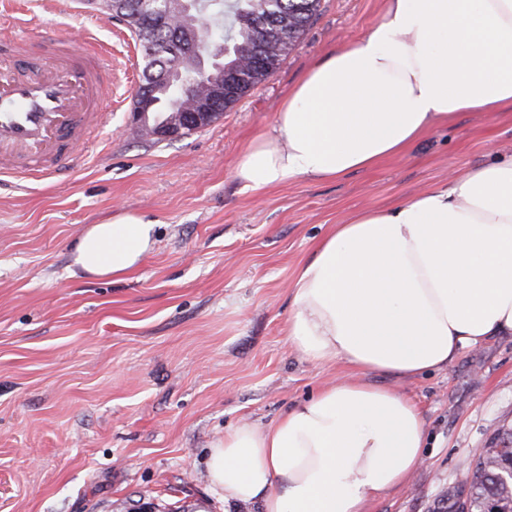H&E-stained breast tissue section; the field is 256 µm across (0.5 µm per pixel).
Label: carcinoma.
<instances>
[{"mask_svg":"<svg viewBox=\"0 0 512 512\" xmlns=\"http://www.w3.org/2000/svg\"><path fill=\"white\" fill-rule=\"evenodd\" d=\"M114 2L118 6L112 7L113 14L125 22L140 46L142 83L135 105L151 93L157 101L156 111L167 118L172 96L188 100L196 95L192 88L175 90L166 81L167 70L178 61V55L170 52L178 28L169 17L146 6V0ZM200 5L199 46H204L210 24L220 27L229 42L224 69L235 73L224 104L214 116L217 120L275 73L320 12L321 0H201ZM257 54L263 57V65L253 67L248 60ZM495 440L492 461H485L488 449H481L466 480L440 495L433 512H487L495 508L512 512V483L505 485L501 480V474L512 469V427L497 429Z\"/></svg>","mask_w":512,"mask_h":512,"instance_id":"1","label":"carcinoma"}]
</instances>
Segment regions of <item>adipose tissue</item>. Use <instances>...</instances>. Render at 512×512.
<instances>
[{"mask_svg": "<svg viewBox=\"0 0 512 512\" xmlns=\"http://www.w3.org/2000/svg\"><path fill=\"white\" fill-rule=\"evenodd\" d=\"M511 106L512 0H384L365 34L292 89L236 171L254 190L334 179L405 153L459 113ZM156 235L153 220L118 212L78 237L71 272L124 279ZM291 294L284 332L316 365L417 376L489 337L512 336V158L351 212L300 266ZM425 439L409 396L348 379L265 427L225 432L206 468L228 505L367 512L421 466Z\"/></svg>", "mask_w": 512, "mask_h": 512, "instance_id": "1", "label": "adipose tissue"}]
</instances>
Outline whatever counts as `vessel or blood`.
<instances>
[{
    "instance_id": "obj_1",
    "label": "vessel or blood",
    "mask_w": 512,
    "mask_h": 512,
    "mask_svg": "<svg viewBox=\"0 0 512 512\" xmlns=\"http://www.w3.org/2000/svg\"><path fill=\"white\" fill-rule=\"evenodd\" d=\"M26 40L0 29V176L42 175L65 167L76 146L103 126L112 68L94 43L75 48L53 38L39 44L41 74L17 78L6 68Z\"/></svg>"
}]
</instances>
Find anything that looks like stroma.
<instances>
[{
	"mask_svg": "<svg viewBox=\"0 0 512 512\" xmlns=\"http://www.w3.org/2000/svg\"><path fill=\"white\" fill-rule=\"evenodd\" d=\"M4 24L39 42L101 43L112 65L105 124L56 173L0 178V512H225L204 460L241 422L266 425L325 386L358 377L307 362L284 324L298 268L359 207L512 156V107L462 112L405 154L332 180L259 191L236 174L293 87L357 41L383 0H322L276 72L215 123L153 141L132 108L142 61L123 22L80 0H13ZM120 211L158 223L154 248L120 281L73 277L70 246ZM424 412V462L368 512H432L463 460L512 425V336L411 378L367 374Z\"/></svg>",
	"mask_w": 512,
	"mask_h": 512,
	"instance_id": "1",
	"label": "stroma"
}]
</instances>
